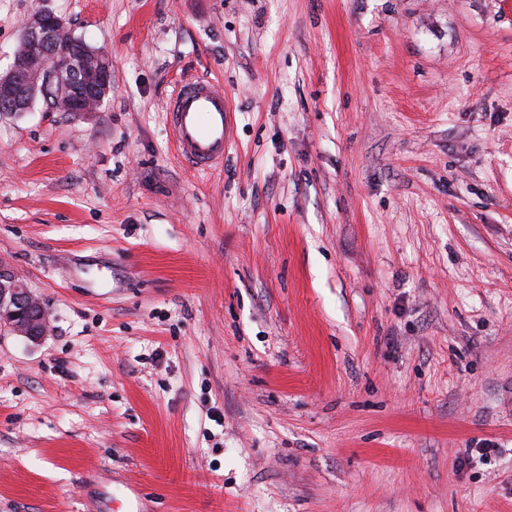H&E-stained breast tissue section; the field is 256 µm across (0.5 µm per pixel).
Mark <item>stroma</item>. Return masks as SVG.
<instances>
[{"mask_svg":"<svg viewBox=\"0 0 512 512\" xmlns=\"http://www.w3.org/2000/svg\"><path fill=\"white\" fill-rule=\"evenodd\" d=\"M40 7L112 92L0 115V512H512V0H0V74ZM178 154L200 170L224 164L230 137V115L224 89L199 78L181 79L167 107ZM36 341L47 334L48 313L36 297L12 271L0 267V325Z\"/></svg>","mask_w":512,"mask_h":512,"instance_id":"1","label":"stroma"}]
</instances>
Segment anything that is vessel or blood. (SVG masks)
Listing matches in <instances>:
<instances>
[{
    "label": "vessel or blood",
    "instance_id": "b4317fda",
    "mask_svg": "<svg viewBox=\"0 0 512 512\" xmlns=\"http://www.w3.org/2000/svg\"><path fill=\"white\" fill-rule=\"evenodd\" d=\"M167 114L176 150L184 160L206 171L223 165L230 137L223 87L199 77L182 79Z\"/></svg>",
    "mask_w": 512,
    "mask_h": 512
}]
</instances>
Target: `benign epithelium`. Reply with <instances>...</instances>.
I'll return each mask as SVG.
<instances>
[{
  "mask_svg": "<svg viewBox=\"0 0 512 512\" xmlns=\"http://www.w3.org/2000/svg\"><path fill=\"white\" fill-rule=\"evenodd\" d=\"M112 92V62L74 36L54 11L37 9L25 24L9 71L0 74V112L19 115L42 97L60 112H94ZM36 341L47 334L42 302L0 268V325Z\"/></svg>",
  "mask_w": 512,
  "mask_h": 512,
  "instance_id": "1",
  "label": "benign epithelium"
}]
</instances>
